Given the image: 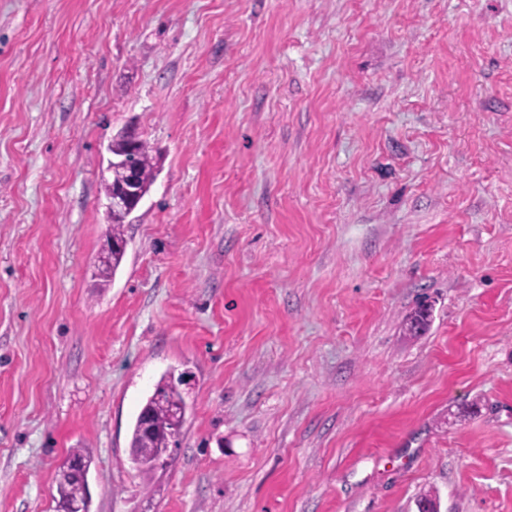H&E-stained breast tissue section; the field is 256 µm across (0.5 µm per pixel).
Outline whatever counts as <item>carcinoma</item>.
Masks as SVG:
<instances>
[{"label": "carcinoma", "instance_id": "carcinoma-1", "mask_svg": "<svg viewBox=\"0 0 512 512\" xmlns=\"http://www.w3.org/2000/svg\"><path fill=\"white\" fill-rule=\"evenodd\" d=\"M115 149L129 155L139 172L141 185L150 189L155 180V171L147 144L139 140L130 148L118 142ZM125 253L126 249L117 248L107 258L100 260L102 272L108 274L117 270ZM185 422L186 405L179 383L166 373L146 398L133 424L130 448L134 467L145 474L157 471L159 457L167 454L171 445L178 444L177 437L181 435ZM52 498L56 503V512H66L67 506L78 500L84 503L85 512H90L91 496L87 482L64 464L57 471Z\"/></svg>", "mask_w": 512, "mask_h": 512}]
</instances>
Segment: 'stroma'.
<instances>
[{"label": "stroma", "mask_w": 512, "mask_h": 512, "mask_svg": "<svg viewBox=\"0 0 512 512\" xmlns=\"http://www.w3.org/2000/svg\"><path fill=\"white\" fill-rule=\"evenodd\" d=\"M73 448L91 512H512V0H0V512ZM118 135L122 142L116 143L115 149L117 152L120 151L129 155L130 159L136 166L139 175L136 168L131 165L125 158L116 157L114 154H112L111 142L107 147L108 152L112 155V158L108 160V170L112 172L111 181L113 184H119L123 180L124 181L114 188L111 186L110 189L109 183H107L106 193L108 189L109 191L105 195V206L108 223L112 224L113 220L109 237L112 238V241L127 242L123 230V222L125 218L121 215H114L112 219V214L121 212L126 216V218L129 217L138 208L144 199L141 185L148 192L154 183L156 174L154 171V164L152 162L149 147L143 140L138 139L136 144L131 148H129L127 145H124L123 143V141H132L137 136L135 131L133 129H125ZM116 165H124L126 173H124L123 169L115 167ZM112 241H109L107 244V250L112 248ZM186 377L185 373L177 379L169 372L164 374L136 416L130 439L131 462L142 473L163 469L165 466L157 465L159 457L169 458L167 452L171 445H178L179 440L175 438L180 437L186 422V405L179 386L187 384ZM145 417L151 423L149 430L142 425Z\"/></svg>", "instance_id": "obj_1"}]
</instances>
